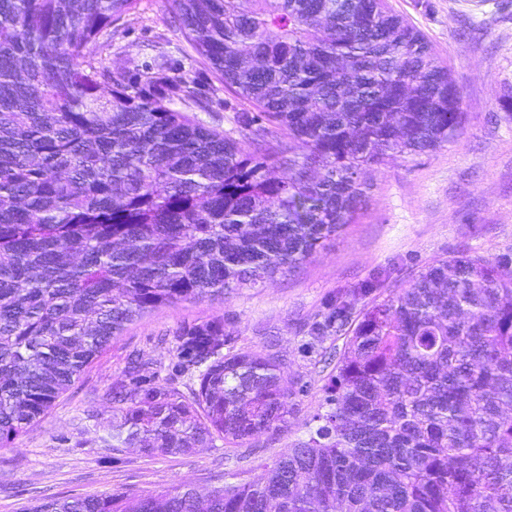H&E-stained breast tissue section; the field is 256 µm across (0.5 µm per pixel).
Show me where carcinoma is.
Listing matches in <instances>:
<instances>
[{
    "label": "carcinoma",
    "mask_w": 512,
    "mask_h": 512,
    "mask_svg": "<svg viewBox=\"0 0 512 512\" xmlns=\"http://www.w3.org/2000/svg\"><path fill=\"white\" fill-rule=\"evenodd\" d=\"M139 0H0V447L44 418L134 318L296 271L350 223L364 166L462 134L448 67L386 0H173L247 101L240 138L169 107L92 46ZM347 331L309 438L207 497L47 499L30 512H512V257L429 266L310 335ZM184 394L133 366L102 448L185 453L288 426L277 359L224 318L174 336Z\"/></svg>",
    "instance_id": "1"
}]
</instances>
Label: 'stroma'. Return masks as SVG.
Wrapping results in <instances>:
<instances>
[{
  "label": "stroma",
  "instance_id": "obj_1",
  "mask_svg": "<svg viewBox=\"0 0 512 512\" xmlns=\"http://www.w3.org/2000/svg\"><path fill=\"white\" fill-rule=\"evenodd\" d=\"M419 30L461 93L464 133L436 151L385 159L364 169V197L352 223L300 269L257 288L187 301L136 318L96 357L51 412L0 448V512H28L49 498L110 492L148 495L176 487L208 493L250 479L273 464L324 410L325 387L345 336L309 345L307 326L332 300L362 309L407 285L426 267L469 254L512 255V0H388ZM171 0H140L94 51L104 65L122 64L139 83L166 62L193 82L198 100L173 99L174 109L224 132L250 106L226 89L171 19ZM372 283L370 293H360ZM223 317L235 348L273 354L289 392L287 429L262 432L244 447L202 445L179 454L115 452L94 443L112 421V389L125 384L130 359L161 384L188 391L175 376V332Z\"/></svg>",
  "mask_w": 512,
  "mask_h": 512
}]
</instances>
